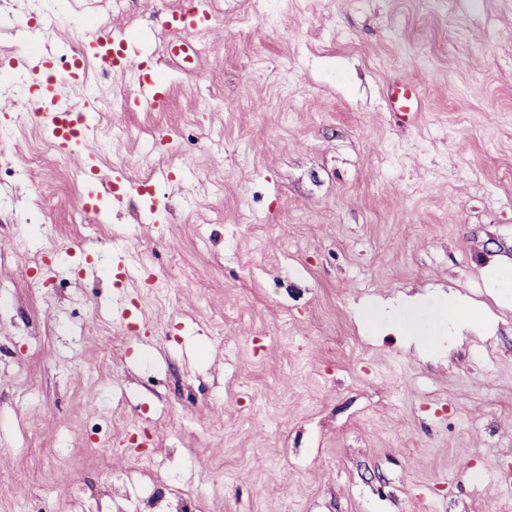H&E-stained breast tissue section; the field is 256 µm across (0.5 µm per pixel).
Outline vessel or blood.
<instances>
[{"instance_id": "vessel-or-blood-1", "label": "vessel or blood", "mask_w": 512, "mask_h": 512, "mask_svg": "<svg viewBox=\"0 0 512 512\" xmlns=\"http://www.w3.org/2000/svg\"><path fill=\"white\" fill-rule=\"evenodd\" d=\"M163 27L175 41L188 42L200 31L216 29L217 20L208 0H189L184 9L166 17ZM129 37V32L118 26L100 32L94 42L95 58L102 69L134 75V100L138 105L159 107L164 102L162 84L146 67L140 50L130 47ZM84 62L83 52H73L65 75L50 73L41 78L40 95L33 109L53 145L73 162L75 174L96 181L100 178L96 165L98 142L86 117L90 105L81 79ZM387 96L390 111L398 114L413 115L424 107L421 90L409 82L390 85Z\"/></svg>"}]
</instances>
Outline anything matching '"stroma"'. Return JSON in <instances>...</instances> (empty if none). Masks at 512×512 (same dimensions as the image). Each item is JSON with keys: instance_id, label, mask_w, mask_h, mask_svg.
Masks as SVG:
<instances>
[{"instance_id": "stroma-1", "label": "stroma", "mask_w": 512, "mask_h": 512, "mask_svg": "<svg viewBox=\"0 0 512 512\" xmlns=\"http://www.w3.org/2000/svg\"><path fill=\"white\" fill-rule=\"evenodd\" d=\"M173 2L1 6L0 55L84 50L121 17L167 98L87 116L110 131L102 176L161 175L116 207L8 77L0 512H135L150 492L197 512H512V297L486 272L512 268V0H211L223 35L186 61L166 51ZM397 79L424 93L409 123ZM116 245L174 301L123 280ZM426 292L484 319L410 343L398 323ZM96 425L112 445L93 453ZM387 96L390 112L413 115L423 110L424 98L421 90L415 84L394 83L389 86Z\"/></svg>"}]
</instances>
